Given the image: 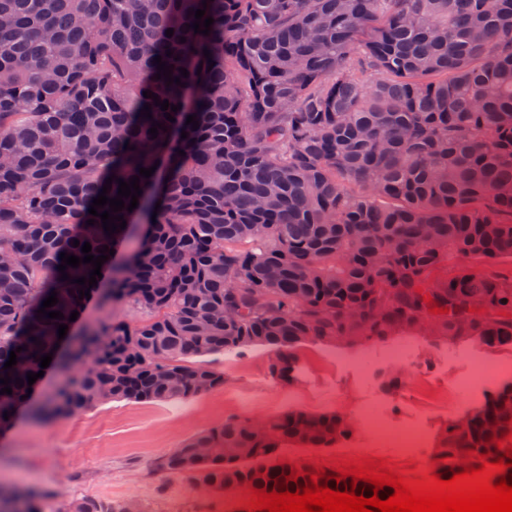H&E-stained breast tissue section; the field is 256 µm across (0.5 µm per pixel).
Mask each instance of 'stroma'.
I'll list each match as a JSON object with an SVG mask.
<instances>
[{
	"mask_svg": "<svg viewBox=\"0 0 512 512\" xmlns=\"http://www.w3.org/2000/svg\"><path fill=\"white\" fill-rule=\"evenodd\" d=\"M404 363L388 358L391 342L361 347L306 341L298 344L292 381L272 377V352L264 347L205 355L224 374L223 386L169 403L116 401L49 424L19 417L0 434V483L53 490L47 509L73 498L135 500L143 512H236L240 499L195 490L188 476L159 469L163 456L225 419L269 418L292 410L334 412L353 422L351 434L329 447L286 443L280 452L300 461L333 456L381 457L430 474L436 447L455 418L472 412L494 391L499 378L477 385L467 380L481 362H512V347L491 349L478 342H450L413 333L403 337ZM398 388H390L392 379ZM425 430L424 447L399 456L377 442L363 415Z\"/></svg>",
	"mask_w": 512,
	"mask_h": 512,
	"instance_id": "1",
	"label": "stroma"
}]
</instances>
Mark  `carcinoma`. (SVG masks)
I'll list each match as a JSON object with an SVG mask.
<instances>
[{
  "label": "carcinoma",
  "mask_w": 512,
  "mask_h": 512,
  "mask_svg": "<svg viewBox=\"0 0 512 512\" xmlns=\"http://www.w3.org/2000/svg\"><path fill=\"white\" fill-rule=\"evenodd\" d=\"M204 1L207 36L186 29ZM158 55L185 86L155 79ZM146 90L181 106L175 121ZM154 120L166 127L155 139ZM153 165L137 208L120 211L126 227L107 235L93 199L110 176ZM86 242L96 257L104 245L129 256L108 257L81 299L58 266ZM508 257L512 0H0V378L12 388L0 431L21 414L51 422L104 402L196 396L224 374L187 359L224 350L266 347L271 374L289 381L301 342L385 341L414 323L512 347V274L493 270ZM450 261L454 273L437 278ZM53 291L64 319L37 317ZM91 299L128 301L144 318L77 331L70 314ZM50 352L57 383L25 397L15 379ZM510 419L512 381L468 428L448 425L442 478L453 454L496 449ZM335 426L331 412L290 411L260 433L230 418L158 467L195 487L294 491L308 477L285 481L279 448L332 445ZM199 448L218 453L196 462ZM46 502L16 487L0 512ZM69 504L124 512L121 501Z\"/></svg>",
  "instance_id": "obj_1"
}]
</instances>
